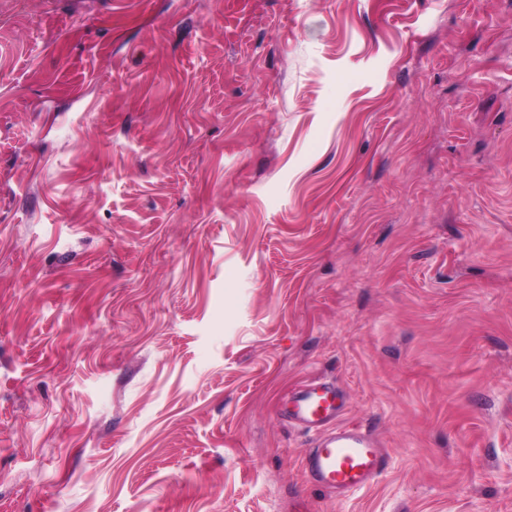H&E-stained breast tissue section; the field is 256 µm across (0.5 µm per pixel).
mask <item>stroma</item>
I'll return each instance as SVG.
<instances>
[{"label": "stroma", "instance_id": "stroma-1", "mask_svg": "<svg viewBox=\"0 0 512 512\" xmlns=\"http://www.w3.org/2000/svg\"><path fill=\"white\" fill-rule=\"evenodd\" d=\"M0 512H512V0H0ZM345 400L335 383L314 380L291 393L279 415L317 434L304 456L310 479L328 490L358 492L380 475L386 465L382 442L367 431L337 426Z\"/></svg>", "mask_w": 512, "mask_h": 512}]
</instances>
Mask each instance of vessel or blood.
I'll list each match as a JSON object with an SVG mask.
<instances>
[{
	"label": "vessel or blood",
	"instance_id": "obj_1",
	"mask_svg": "<svg viewBox=\"0 0 512 512\" xmlns=\"http://www.w3.org/2000/svg\"><path fill=\"white\" fill-rule=\"evenodd\" d=\"M345 400L337 385L314 380L291 393L281 417L316 433L304 456L310 479L329 490L357 492L380 475L386 465L381 441L371 433L338 425Z\"/></svg>",
	"mask_w": 512,
	"mask_h": 512
}]
</instances>
